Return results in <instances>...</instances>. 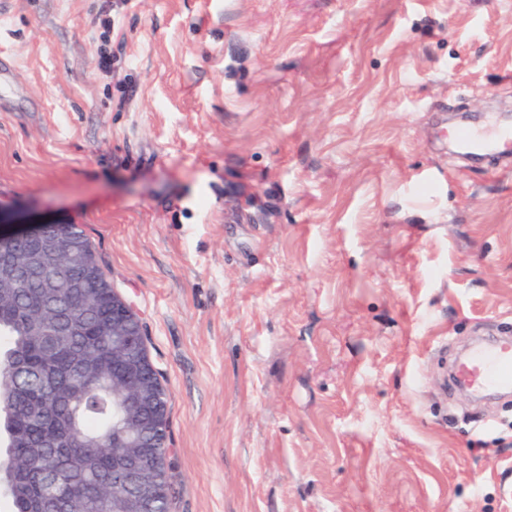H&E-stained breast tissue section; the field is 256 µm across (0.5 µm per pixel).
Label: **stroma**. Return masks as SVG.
Masks as SVG:
<instances>
[{
	"instance_id": "stroma-1",
	"label": "stroma",
	"mask_w": 512,
	"mask_h": 512,
	"mask_svg": "<svg viewBox=\"0 0 512 512\" xmlns=\"http://www.w3.org/2000/svg\"><path fill=\"white\" fill-rule=\"evenodd\" d=\"M512 0H0V203L81 225L168 395L170 512H512ZM512 143V125H503L488 119L478 126L458 131L456 144L464 154L491 155ZM454 380L476 394L512 393V339L475 346L457 365Z\"/></svg>"
}]
</instances>
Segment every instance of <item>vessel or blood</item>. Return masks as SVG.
<instances>
[{
    "mask_svg": "<svg viewBox=\"0 0 512 512\" xmlns=\"http://www.w3.org/2000/svg\"><path fill=\"white\" fill-rule=\"evenodd\" d=\"M456 144L465 154H494L512 144V125L487 120L481 125L460 130ZM454 380L476 394H511L512 339L504 338L475 346L459 362Z\"/></svg>",
    "mask_w": 512,
    "mask_h": 512,
    "instance_id": "obj_1",
    "label": "vessel or blood"
}]
</instances>
